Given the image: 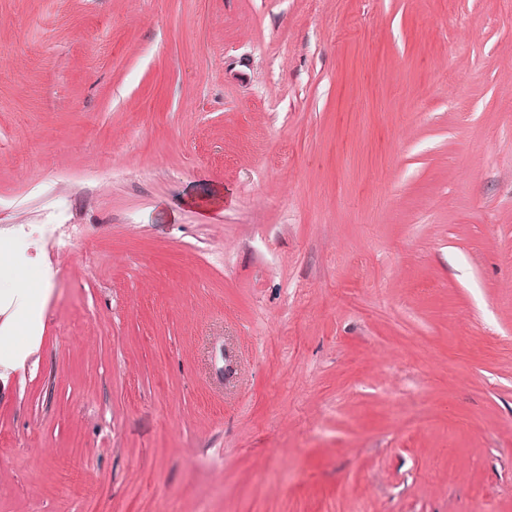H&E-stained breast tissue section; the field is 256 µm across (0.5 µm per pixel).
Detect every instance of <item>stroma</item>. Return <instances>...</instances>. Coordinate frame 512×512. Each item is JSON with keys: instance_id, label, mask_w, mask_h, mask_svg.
Listing matches in <instances>:
<instances>
[{"instance_id": "obj_1", "label": "stroma", "mask_w": 512, "mask_h": 512, "mask_svg": "<svg viewBox=\"0 0 512 512\" xmlns=\"http://www.w3.org/2000/svg\"><path fill=\"white\" fill-rule=\"evenodd\" d=\"M1 244L0 512H512L503 0H0ZM6 279L13 288H6L5 302L11 307L10 327L0 329V381L6 384L8 374L22 369L37 347L41 328V313L48 296L46 286L36 288L29 280L26 267L13 250L0 251V279Z\"/></svg>"}]
</instances>
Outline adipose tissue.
Segmentation results:
<instances>
[{
    "label": "adipose tissue",
    "mask_w": 512,
    "mask_h": 512,
    "mask_svg": "<svg viewBox=\"0 0 512 512\" xmlns=\"http://www.w3.org/2000/svg\"><path fill=\"white\" fill-rule=\"evenodd\" d=\"M0 279L10 282L5 302L11 309L10 327L0 333V381L24 367L38 344L41 313L48 296L46 287H35L26 269L10 254L0 255Z\"/></svg>",
    "instance_id": "obj_1"
}]
</instances>
